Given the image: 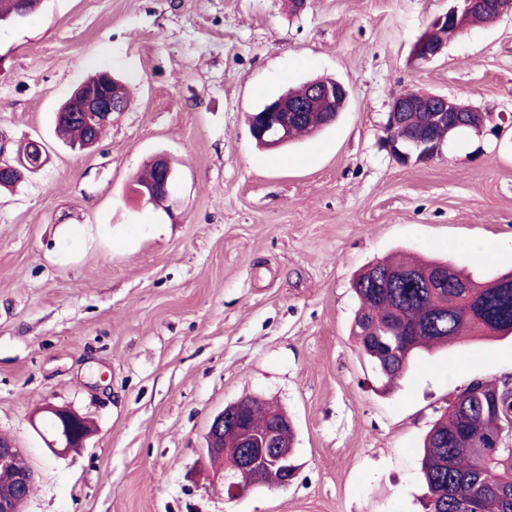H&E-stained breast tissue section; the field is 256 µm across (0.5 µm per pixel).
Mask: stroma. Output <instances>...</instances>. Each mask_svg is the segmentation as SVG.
I'll list each match as a JSON object with an SVG mask.
<instances>
[{
    "label": "stroma",
    "mask_w": 512,
    "mask_h": 512,
    "mask_svg": "<svg viewBox=\"0 0 512 512\" xmlns=\"http://www.w3.org/2000/svg\"><path fill=\"white\" fill-rule=\"evenodd\" d=\"M456 4L43 0L0 25V157L30 139L48 154L0 190V433L36 472L23 512H424L426 434L473 380L512 375V338L385 386L351 334V283L399 250L512 270V17L412 58ZM100 70L131 103L75 152L56 113ZM319 77L349 90L336 123L257 148L248 115ZM408 89L478 108L486 132L401 164L384 124ZM157 154L177 164L169 213L134 194ZM245 396L288 413L298 470L231 501L206 435ZM50 404L89 420L84 448L47 451L31 419Z\"/></svg>",
    "instance_id": "stroma-1"
}]
</instances>
